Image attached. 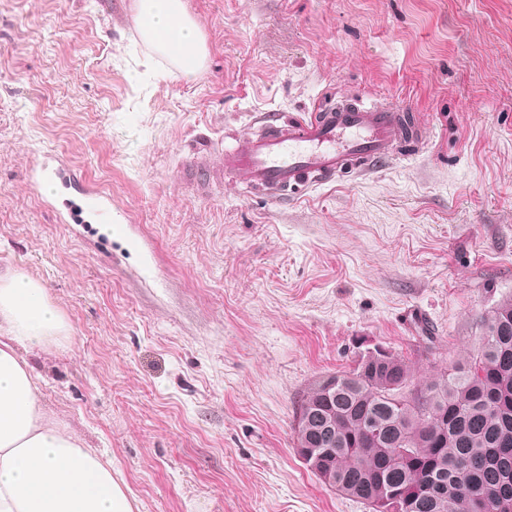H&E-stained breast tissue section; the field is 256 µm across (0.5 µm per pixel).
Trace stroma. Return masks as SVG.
Listing matches in <instances>:
<instances>
[{
    "label": "stroma",
    "instance_id": "35a3bbf8",
    "mask_svg": "<svg viewBox=\"0 0 512 512\" xmlns=\"http://www.w3.org/2000/svg\"><path fill=\"white\" fill-rule=\"evenodd\" d=\"M204 68L144 43L134 0H0V269L68 327L34 348L44 410L134 512H369L296 451L320 376L373 345L419 375L475 351L512 297V0H185ZM426 133L376 173L271 200L221 170L255 116L356 100ZM112 200L62 223L44 158ZM212 172L208 184L191 161Z\"/></svg>",
    "mask_w": 512,
    "mask_h": 512
}]
</instances>
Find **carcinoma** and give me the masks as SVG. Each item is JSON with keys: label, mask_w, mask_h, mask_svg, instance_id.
<instances>
[{"label": "carcinoma", "mask_w": 512, "mask_h": 512, "mask_svg": "<svg viewBox=\"0 0 512 512\" xmlns=\"http://www.w3.org/2000/svg\"><path fill=\"white\" fill-rule=\"evenodd\" d=\"M480 348L421 380L392 353L317 379L294 430L322 484L370 512H512V299Z\"/></svg>", "instance_id": "1"}]
</instances>
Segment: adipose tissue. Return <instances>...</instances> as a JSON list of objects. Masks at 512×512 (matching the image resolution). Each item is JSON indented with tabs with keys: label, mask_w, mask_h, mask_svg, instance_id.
I'll return each instance as SVG.
<instances>
[{
	"label": "adipose tissue",
	"mask_w": 512,
	"mask_h": 512,
	"mask_svg": "<svg viewBox=\"0 0 512 512\" xmlns=\"http://www.w3.org/2000/svg\"><path fill=\"white\" fill-rule=\"evenodd\" d=\"M143 39L190 76L204 66L203 34L183 0H136ZM67 324L44 288L0 272V512H132L112 464L42 408L38 386L17 347L64 339Z\"/></svg>",
	"instance_id": "obj_1"
}]
</instances>
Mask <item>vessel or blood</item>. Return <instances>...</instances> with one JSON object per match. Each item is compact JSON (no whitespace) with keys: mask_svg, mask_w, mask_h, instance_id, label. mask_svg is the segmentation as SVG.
<instances>
[{"mask_svg":"<svg viewBox=\"0 0 512 512\" xmlns=\"http://www.w3.org/2000/svg\"><path fill=\"white\" fill-rule=\"evenodd\" d=\"M408 137L420 141L424 132L404 110L363 101L323 106L307 117L265 114L257 128L225 146L223 171L283 201L346 173L364 176L387 166ZM86 212L100 223L113 221L110 198L93 190L82 191L69 217L78 223Z\"/></svg>","mask_w":512,"mask_h":512,"instance_id":"1","label":"vessel or blood"}]
</instances>
